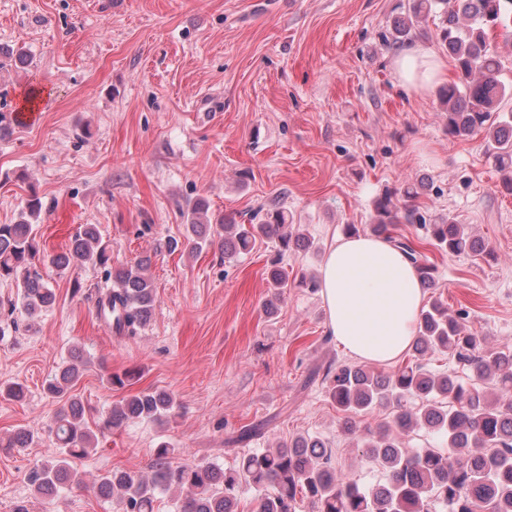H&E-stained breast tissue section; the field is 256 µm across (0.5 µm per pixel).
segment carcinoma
Instances as JSON below:
<instances>
[{
  "label": "carcinoma",
  "instance_id": "obj_1",
  "mask_svg": "<svg viewBox=\"0 0 512 512\" xmlns=\"http://www.w3.org/2000/svg\"><path fill=\"white\" fill-rule=\"evenodd\" d=\"M512 0H410L406 17L394 22L389 46L400 48L425 37L419 23L439 17L436 39L454 61L456 79L442 88L441 104L448 117V137L480 135L488 158L503 173L502 188L512 194V116L500 114L512 98V83L502 80L504 68L491 33L502 29L512 42ZM421 183L408 181L398 191H387L375 202L372 234L398 248L416 269L424 289L435 287L436 267L412 240L395 235L391 226L416 224L442 252H484L464 224L448 218L427 222L416 205ZM186 224V240L194 249L209 242L213 225L206 222V206L198 200ZM224 232V255L250 251L257 239H274L279 250L310 245L299 225L288 222V212L276 200L249 223L233 218L219 225ZM39 253L36 225L26 219L0 224V280L21 288V305L29 327L56 299L36 262ZM60 268L72 264L101 270L116 287L100 294L97 313L117 336H133L150 322L156 292L149 275L151 256L132 265L112 266V247L95 224H82L70 237L67 251L53 256ZM268 284L274 297L292 285L288 267L280 259L270 263ZM407 364L391 373L365 366L328 365V395L342 413L341 430L357 441L362 456L386 471V480L364 485L336 474L332 451L315 436L298 435L273 451L242 455L237 466H174L175 449L161 442L154 449V473L146 478L111 471L98 483L100 494L116 501L120 512H154L156 492L171 488L183 493L180 512H238L242 489L263 491L256 512H297L308 502L312 512H512V347L486 352L475 336L465 334L440 300L423 307ZM439 351L468 363L478 381L492 384L493 395L462 382L453 372L432 373L420 357ZM83 359L71 354L45 390L62 396L80 375ZM388 416L371 437L361 436L356 419L377 410ZM176 415L172 395L160 389L140 390L112 406L103 425L118 427L132 420L164 422ZM60 455L35 466L29 480L37 494L50 496L75 481L71 463L87 456L95 435L87 424V410L77 398L60 408L50 426ZM424 429L446 442L440 448H408L407 438Z\"/></svg>",
  "mask_w": 512,
  "mask_h": 512
}]
</instances>
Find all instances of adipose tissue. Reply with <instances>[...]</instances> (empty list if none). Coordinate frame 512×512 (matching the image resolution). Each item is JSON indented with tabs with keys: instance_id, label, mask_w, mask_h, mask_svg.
I'll return each instance as SVG.
<instances>
[{
	"instance_id": "1",
	"label": "adipose tissue",
	"mask_w": 512,
	"mask_h": 512,
	"mask_svg": "<svg viewBox=\"0 0 512 512\" xmlns=\"http://www.w3.org/2000/svg\"><path fill=\"white\" fill-rule=\"evenodd\" d=\"M393 67L398 79L421 92L448 78L447 62L409 49ZM320 295L336 340L363 361L385 363L409 347L424 293L414 267L387 241L343 237L325 254Z\"/></svg>"
}]
</instances>
